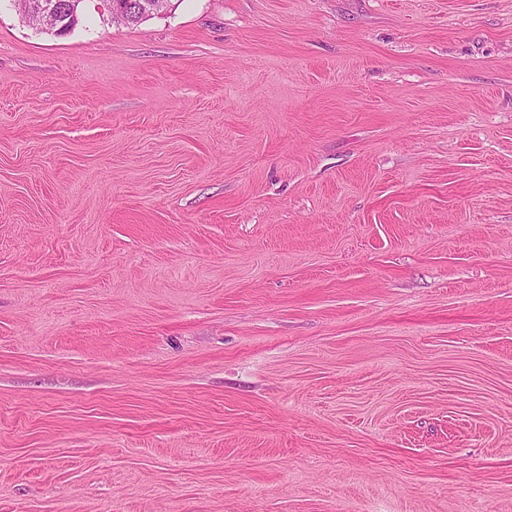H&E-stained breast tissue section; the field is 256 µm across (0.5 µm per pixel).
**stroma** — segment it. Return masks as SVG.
<instances>
[{
	"mask_svg": "<svg viewBox=\"0 0 512 512\" xmlns=\"http://www.w3.org/2000/svg\"><path fill=\"white\" fill-rule=\"evenodd\" d=\"M0 512H512V0H0ZM28 11L45 19L39 26L42 31L53 30L59 17L58 1L55 0H25ZM137 0H112V7L122 8L126 10V13L123 17H117L112 14V11H105L109 14L111 20L116 23L124 24V25H136L143 21L148 20L144 17V14L156 12L163 5V1L160 0H148L147 2H142L140 4V11L135 8L137 5ZM133 2V3H129Z\"/></svg>",
	"mask_w": 512,
	"mask_h": 512,
	"instance_id": "35a3bbf8",
	"label": "stroma"
}]
</instances>
